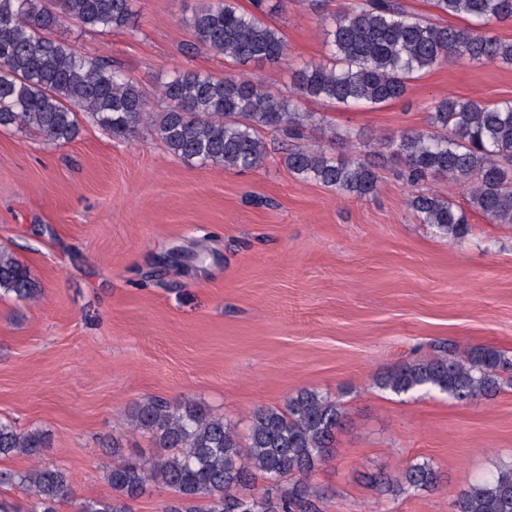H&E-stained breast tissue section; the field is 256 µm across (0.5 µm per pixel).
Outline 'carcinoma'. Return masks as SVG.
Masks as SVG:
<instances>
[{
    "label": "carcinoma",
    "instance_id": "carcinoma-1",
    "mask_svg": "<svg viewBox=\"0 0 512 512\" xmlns=\"http://www.w3.org/2000/svg\"><path fill=\"white\" fill-rule=\"evenodd\" d=\"M137 2L0 0V129L31 130L46 144L61 145L78 135L82 117L115 139L148 125L172 156L232 171L262 166L267 156L262 133L273 132L296 142L284 164L301 180L366 198L376 191L377 165L303 144L308 131L322 129L325 119L299 111L298 99L374 108L403 97L416 74L450 60L512 66V41L492 29L512 21V0H435L442 13L466 19L463 28L429 22L398 0H366L330 18L328 62L295 70L294 94L275 97L244 68L278 66L287 57L284 34L262 18L284 0L273 5L253 0V12L238 0H202L186 18L191 40L185 52L220 55L230 72L220 77L174 72L162 84L164 109L153 112L123 70L50 37L64 19L98 32L127 29ZM374 145V155L399 163L407 184L417 188L409 206L419 223L448 242L468 239L471 211L492 223L512 224V99L488 106L448 96L431 106L427 128L385 134ZM429 180L466 187L470 209L420 189ZM0 291L17 300L40 293L28 267L2 247ZM376 384L397 396L438 393L472 404L512 386V355L443 345L431 357L387 368ZM131 417L165 454L123 458L116 452L119 460L106 470L112 496L84 499L77 512H129L127 501L153 485L173 494L164 512H318L320 493L309 478L332 455L347 412L337 400L304 389L289 395L281 408H256L243 438L229 419L193 403L147 399L133 407ZM47 444L40 431H21L0 420V458L37 460L25 471L0 470V485H17L28 493L29 512H57V505L72 495L65 469L38 462ZM259 477L276 492L250 491ZM367 481L380 495L393 497L433 491L440 475L426 459L410 462L394 476L379 474ZM451 508L512 512V464L461 491Z\"/></svg>",
    "mask_w": 512,
    "mask_h": 512
}]
</instances>
